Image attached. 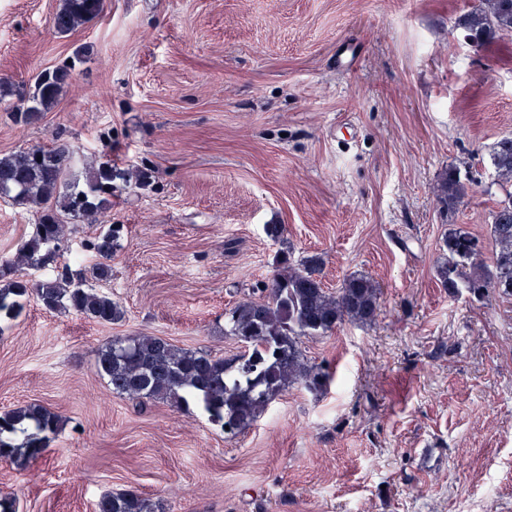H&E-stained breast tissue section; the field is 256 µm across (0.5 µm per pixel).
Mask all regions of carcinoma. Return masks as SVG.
<instances>
[{"instance_id":"cac0c4a2","label":"carcinoma","mask_w":512,"mask_h":512,"mask_svg":"<svg viewBox=\"0 0 512 512\" xmlns=\"http://www.w3.org/2000/svg\"><path fill=\"white\" fill-rule=\"evenodd\" d=\"M102 13V0H63L54 26L67 34ZM468 40L484 46L512 36V0H477L458 17ZM65 67L34 78L30 105L14 113L27 125L38 121L58 101L68 83ZM73 151L35 146L0 157V200L35 212L29 238L14 259L0 263V313L13 315L32 297L46 310L74 313L97 323L122 320L124 311L95 283L112 279V255L123 227L110 224L90 248L97 262L88 270H65L56 277L32 280L22 267L54 260L68 241L67 221H94L112 206V161L99 160L88 170L85 185L69 179ZM498 181L512 186V136L500 138L491 155ZM469 187L453 170L437 183V198L453 211ZM491 265L482 259L480 240L461 224H451L443 238L436 274L443 286L458 281L473 293L489 289L512 296V192L491 212ZM322 260L306 256L295 263L286 254L274 258V273L261 295L239 301L226 313L224 335L238 339L243 351L231 359L187 349L152 335L115 336L98 352L95 369L112 394L143 403L163 400L182 409L193 403L214 424L236 436L252 426L284 391L300 385L322 393L331 374L310 362L299 343L303 336H325L350 322L370 326L380 310V291L361 273L347 276L336 292L325 287ZM61 418L40 404L0 413V461L36 462L43 458ZM155 505L135 490L102 497L97 512H154Z\"/></svg>"}]
</instances>
